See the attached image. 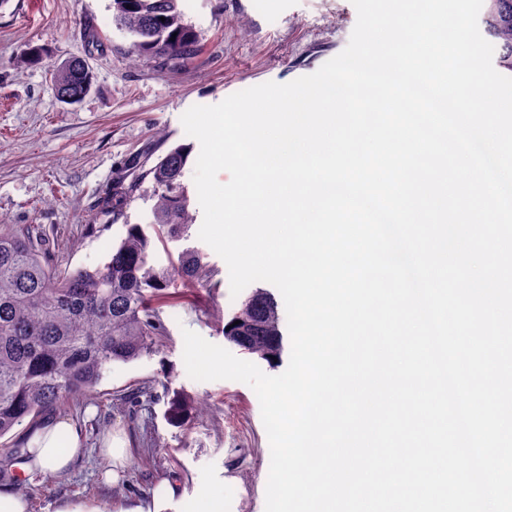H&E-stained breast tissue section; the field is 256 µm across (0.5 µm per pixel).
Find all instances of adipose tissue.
Here are the masks:
<instances>
[{
  "label": "adipose tissue",
  "mask_w": 512,
  "mask_h": 512,
  "mask_svg": "<svg viewBox=\"0 0 512 512\" xmlns=\"http://www.w3.org/2000/svg\"><path fill=\"white\" fill-rule=\"evenodd\" d=\"M27 444L28 456L23 468L31 475L62 476L84 453L77 425L55 417L33 430Z\"/></svg>",
  "instance_id": "obj_1"
}]
</instances>
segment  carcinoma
I'll list each match as a JSON object with an SVG mask.
<instances>
[{
    "label": "carcinoma",
    "mask_w": 512,
    "mask_h": 512,
    "mask_svg": "<svg viewBox=\"0 0 512 512\" xmlns=\"http://www.w3.org/2000/svg\"><path fill=\"white\" fill-rule=\"evenodd\" d=\"M483 0L486 34L498 50V65L512 73V13L499 17L497 5ZM182 0H112L115 25L134 40V57L165 55L192 59L198 41L184 23ZM70 57L55 67L52 86L68 104L90 93L93 69ZM190 148L178 145L151 166L131 156L124 175L102 200L101 214L117 220L149 180L156 203L154 229L171 239L193 224L182 183ZM47 234L14 224L0 229V438L27 418L60 410L96 387L112 364L130 362L153 348L163 322L156 300L171 280L215 288V271L195 250L177 263H151V238L139 224L104 264L90 270L60 271L45 259ZM239 324H234V321ZM225 336L245 351L269 360L281 350L280 314L270 294L255 292L227 322Z\"/></svg>",
    "instance_id": "cac0c4a2"
}]
</instances>
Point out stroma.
Returning a JSON list of instances; mask_svg holds the SVG:
<instances>
[{
    "label": "stroma",
    "instance_id": "obj_1",
    "mask_svg": "<svg viewBox=\"0 0 512 512\" xmlns=\"http://www.w3.org/2000/svg\"><path fill=\"white\" fill-rule=\"evenodd\" d=\"M184 21L201 51L190 60L159 56L133 60L132 38L112 21V0H6L0 5V227L45 228L46 253L59 268L103 264L130 224L148 225L156 202L151 183L118 220L102 216L103 191L121 176L130 156L156 162L170 148L199 150L181 117L195 105H215L241 90L280 84L316 72L348 44L357 20L351 0H182ZM96 44H89L88 35ZM44 49L42 63L25 65L29 47ZM81 56L93 67L95 87L80 103L58 101L51 72ZM187 165L183 182L195 222L187 238L153 240L152 261L167 266L194 248L217 271L208 291L174 280L163 298L164 331L152 352L113 364L94 403L76 402L64 414L85 435L86 454L61 477L0 481L23 493L30 512H56L60 503L87 512H118L127 500L148 497L162 478L179 490L163 512H265L270 444L257 395L247 384L196 381L183 361L184 330L227 348L224 325L242 298L232 297L228 268L198 233L203 211ZM130 400L112 407L114 395ZM191 398L195 411L169 413L173 396ZM126 441L122 482L107 481L103 436Z\"/></svg>",
    "mask_w": 512,
    "mask_h": 512
}]
</instances>
